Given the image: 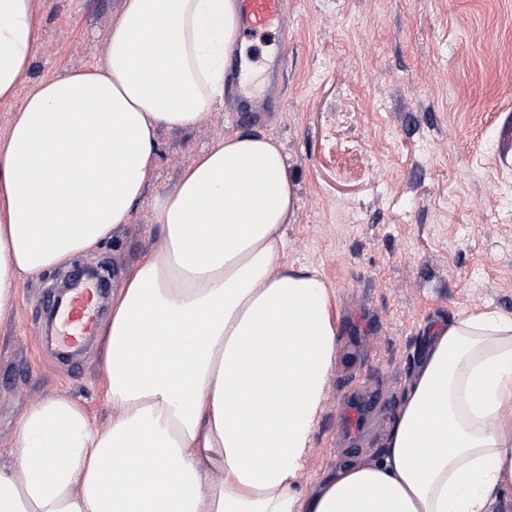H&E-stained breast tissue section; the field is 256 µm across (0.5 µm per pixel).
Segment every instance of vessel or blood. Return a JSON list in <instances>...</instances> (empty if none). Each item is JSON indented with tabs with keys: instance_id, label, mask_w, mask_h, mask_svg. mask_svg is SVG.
Instances as JSON below:
<instances>
[{
	"instance_id": "1",
	"label": "vessel or blood",
	"mask_w": 512,
	"mask_h": 512,
	"mask_svg": "<svg viewBox=\"0 0 512 512\" xmlns=\"http://www.w3.org/2000/svg\"><path fill=\"white\" fill-rule=\"evenodd\" d=\"M243 32L256 34L270 28L285 29L284 0H236ZM288 67V41L280 39L265 60L251 52L234 50L225 70V84L231 99V120L235 124H251L263 113L284 108L282 92ZM104 284L81 281L71 290L65 303L47 299L46 305L58 319V344L62 354L76 351L84 336L94 331L96 300Z\"/></svg>"
}]
</instances>
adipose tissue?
Returning a JSON list of instances; mask_svg holds the SVG:
<instances>
[{
	"mask_svg": "<svg viewBox=\"0 0 512 512\" xmlns=\"http://www.w3.org/2000/svg\"><path fill=\"white\" fill-rule=\"evenodd\" d=\"M38 25V0H0V100ZM238 38L234 0H124L105 66L25 98L0 145V310L130 221L158 128L223 103ZM295 208L277 141L197 156L102 331L117 414L101 428L66 396L32 406L0 457V512H512V314L495 310L443 321L381 452L300 487L337 329L318 271L279 262Z\"/></svg>",
	"mask_w": 512,
	"mask_h": 512,
	"instance_id": "adipose-tissue-1",
	"label": "adipose tissue"
}]
</instances>
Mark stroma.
Returning a JSON list of instances; mask_svg holds the SVG:
<instances>
[{"mask_svg":"<svg viewBox=\"0 0 512 512\" xmlns=\"http://www.w3.org/2000/svg\"><path fill=\"white\" fill-rule=\"evenodd\" d=\"M123 0H40L39 41L22 88L105 65ZM288 104L250 133L282 147L297 209L282 264L317 269L333 291L338 356L301 478L378 454L439 321L512 313V0H285ZM224 110L160 130L154 169L129 224L95 251L109 292L160 244L156 203L197 153L230 129ZM61 270L24 278L0 313V449L23 414L54 396L98 426L99 340L79 363L42 339L43 301ZM363 425H344L351 403Z\"/></svg>","mask_w":512,"mask_h":512,"instance_id":"35a3bbf8","label":"stroma"}]
</instances>
